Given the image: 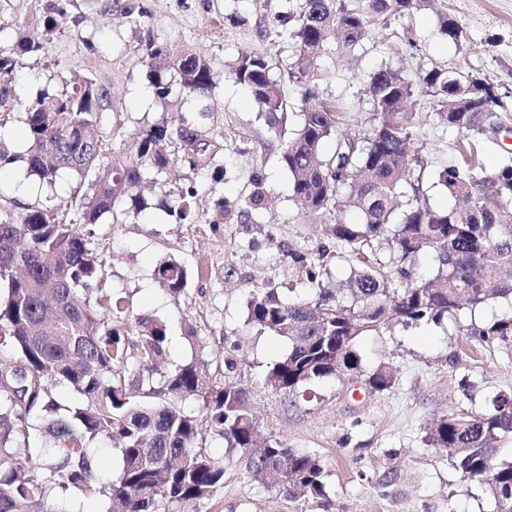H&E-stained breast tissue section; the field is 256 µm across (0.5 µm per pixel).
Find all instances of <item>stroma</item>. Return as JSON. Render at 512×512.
I'll return each instance as SVG.
<instances>
[{
  "mask_svg": "<svg viewBox=\"0 0 512 512\" xmlns=\"http://www.w3.org/2000/svg\"><path fill=\"white\" fill-rule=\"evenodd\" d=\"M285 0H0V49L20 34H37L46 17L59 25L40 55L22 58L10 101L0 106V129L22 130L20 103L43 89H59L92 78L108 93L98 129L113 147L132 144L145 125L162 120L177 125L182 104L161 106L142 100L149 89L140 39H155L178 49H196L216 66L244 52L265 53L293 68L288 44L261 37L264 21L284 10ZM234 14L239 24H228ZM458 21L462 33L451 38L442 16ZM434 65L463 69L486 78L502 96L501 119L512 127V0H435L432 8L374 22L354 50L329 45L315 66L321 101L340 112L337 133L354 137L373 120L367 86L381 68L399 71L409 81ZM199 119L204 136L220 133L213 168L175 158L167 173L146 181L147 209L125 223L103 217L93 241L111 254L104 277L133 313L167 324V364L202 360L214 374L225 358L236 359V377L247 390L260 438L320 456L327 472V496L292 501L282 492L253 482L229 463L233 451L223 437L208 435L206 447L226 460L224 485L210 512H493L494 502L477 483L464 480L446 451L431 447L427 434L439 418L452 413H485L499 394H512V346L486 344L472 328L512 316V302L498 299L463 310L456 321L406 328L390 323L381 332L359 337L357 349L366 369L388 366L393 384L372 392L346 380L323 379L296 397L265 384L272 363L286 342L257 332L246 323V303L259 288L284 284L307 297L308 284L296 256L322 262L329 278L347 281L357 261L330 236L334 216L308 211L292 198L291 177L279 161L281 139L270 132L248 91L218 79ZM433 98L415 93L407 108L416 115L413 149L422 164L420 192L435 207L453 201L438 174L460 158L461 135L443 130L432 115ZM262 172L267 211L259 223L183 224L163 208L173 191L193 186L197 209L209 211L214 197L236 202ZM21 168L0 167V208L19 216L37 203L60 204L77 185L62 174L55 185L18 196ZM172 257L192 277L184 294L163 292L154 280L157 264ZM195 340H188V329Z\"/></svg>",
  "mask_w": 512,
  "mask_h": 512,
  "instance_id": "1",
  "label": "stroma"
}]
</instances>
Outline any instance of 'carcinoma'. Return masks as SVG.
<instances>
[{"label":"carcinoma","mask_w":512,"mask_h":512,"mask_svg":"<svg viewBox=\"0 0 512 512\" xmlns=\"http://www.w3.org/2000/svg\"><path fill=\"white\" fill-rule=\"evenodd\" d=\"M433 0H289L288 11L264 25L261 34L289 40L297 61L288 78L303 100L318 98L311 68L333 39L354 49L370 23L431 7ZM58 21L41 34L19 37L9 55L0 53V105L18 60L44 48ZM147 78L162 105L209 95L217 70L206 55L186 49L174 53L146 34L140 40ZM272 57L242 53L224 75L244 86L268 126L285 124L288 101L282 79L274 77ZM419 88L437 98L436 121L465 135L498 137L504 130L497 88L463 70L433 66L419 77ZM414 95L411 82L392 69L370 77L368 96L376 123L363 137L339 138V115L321 101L302 113L301 123L283 144L280 161L292 180L295 199L314 212L339 214L354 201L363 220L341 219L330 234L360 266L347 287L335 288L326 270L306 266L313 291L309 300L290 296L284 286L255 292L247 302V322L260 332L288 341V350L266 376L270 389L294 397L319 379L360 375L372 391L391 386L382 366L365 372L356 350L365 332L395 320L406 327L457 319L497 298H512V152L488 173L476 164L473 146L438 181L462 205L437 209L420 196L419 161L411 149L413 113L404 103ZM107 93L90 79L55 93L44 91L23 106L25 150L0 152V163H21L30 176L51 185L62 171L77 179L63 208L29 205L18 218L0 217V512H59L57 494L73 489L83 496L109 499L108 512H205L224 485V461L205 448L216 432L239 452L238 464L255 482L277 487L290 500L326 496L325 470L315 454L277 440L255 443V421L246 389L226 380L236 369L224 360L219 378L206 382L197 364L165 369L166 324L132 315L123 298L106 285L104 256L93 246L94 232L106 213L140 211L139 189L147 175H160L175 154L192 147L207 166L209 143L201 139L194 116L175 128L146 125L133 151L111 148L91 127L104 110ZM336 139L334 153L324 147ZM408 185L409 195L402 191ZM348 194H340L341 188ZM198 189L176 193V219L195 223ZM267 192L255 174L246 197L234 204L221 198L207 219L245 222L263 214ZM386 243L407 278L402 288L377 268L374 244ZM427 251L438 267L430 278L415 279L404 268ZM168 293L188 285V269L168 258L155 268ZM488 343L512 344V317L478 330ZM64 383L77 395L69 415L53 397ZM195 397L201 414H188L180 402ZM492 410L451 414L430 429L429 443L444 448L453 469L485 487L496 512H512V461L498 457L501 439L512 435V395H499ZM38 430L53 443L31 445ZM112 443L122 459L118 478L108 485L96 477L94 445Z\"/></svg>","instance_id":"cac0c4a2"}]
</instances>
